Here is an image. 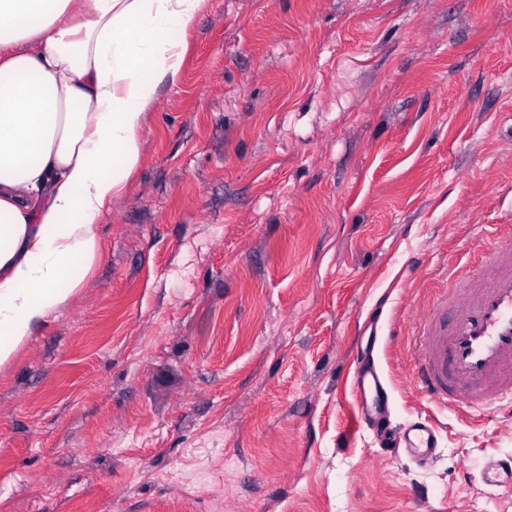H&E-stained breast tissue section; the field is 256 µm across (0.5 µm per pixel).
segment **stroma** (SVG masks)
I'll list each match as a JSON object with an SVG mask.
<instances>
[{
    "instance_id": "1",
    "label": "stroma",
    "mask_w": 512,
    "mask_h": 512,
    "mask_svg": "<svg viewBox=\"0 0 512 512\" xmlns=\"http://www.w3.org/2000/svg\"><path fill=\"white\" fill-rule=\"evenodd\" d=\"M82 288L0 365V512H512L415 319L512 238V0H213ZM403 334H388L390 321ZM420 465L361 423L370 333ZM439 433L437 425L428 418H418L406 429L404 440L412 457L421 463L435 458Z\"/></svg>"
}]
</instances>
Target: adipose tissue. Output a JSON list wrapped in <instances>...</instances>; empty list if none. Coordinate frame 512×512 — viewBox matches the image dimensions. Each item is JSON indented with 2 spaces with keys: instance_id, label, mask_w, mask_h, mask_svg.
<instances>
[{
  "instance_id": "adipose-tissue-1",
  "label": "adipose tissue",
  "mask_w": 512,
  "mask_h": 512,
  "mask_svg": "<svg viewBox=\"0 0 512 512\" xmlns=\"http://www.w3.org/2000/svg\"><path fill=\"white\" fill-rule=\"evenodd\" d=\"M210 0H0V365L81 288Z\"/></svg>"
}]
</instances>
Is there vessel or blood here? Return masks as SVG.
<instances>
[{"mask_svg":"<svg viewBox=\"0 0 512 512\" xmlns=\"http://www.w3.org/2000/svg\"><path fill=\"white\" fill-rule=\"evenodd\" d=\"M495 238L486 256L487 275L475 276L439 291L416 328L413 376L427 401L478 420L497 410L512 417V244L498 240L497 228L484 225ZM363 391L372 392L373 413L388 403V389L376 370L356 372ZM438 427L430 419L411 423L404 436L417 461L434 459ZM491 488L512 487V458L492 460L482 472Z\"/></svg>","mask_w":512,"mask_h":512,"instance_id":"obj_1","label":"vessel or blood"}]
</instances>
